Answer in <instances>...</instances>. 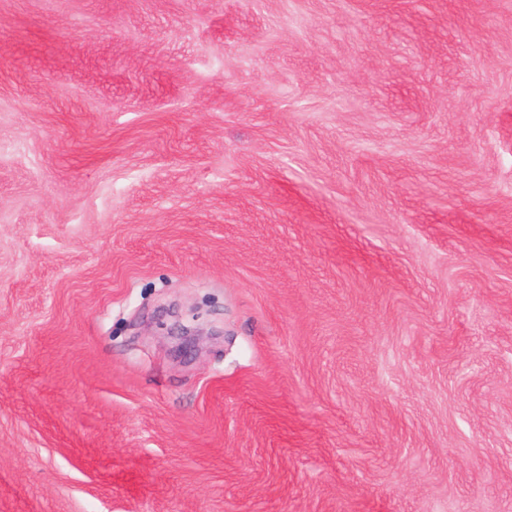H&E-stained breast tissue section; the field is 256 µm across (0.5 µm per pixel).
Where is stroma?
<instances>
[{"label":"stroma","instance_id":"obj_1","mask_svg":"<svg viewBox=\"0 0 512 512\" xmlns=\"http://www.w3.org/2000/svg\"><path fill=\"white\" fill-rule=\"evenodd\" d=\"M0 512H512V0H0Z\"/></svg>","mask_w":512,"mask_h":512}]
</instances>
